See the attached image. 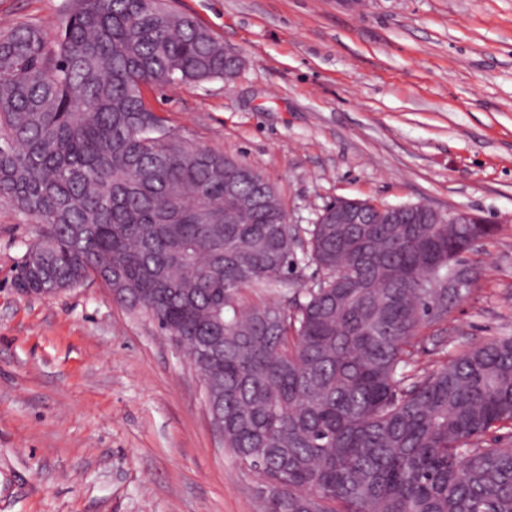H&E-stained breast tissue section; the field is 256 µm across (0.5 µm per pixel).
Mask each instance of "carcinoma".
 Returning <instances> with one entry per match:
<instances>
[{"instance_id":"carcinoma-1","label":"carcinoma","mask_w":512,"mask_h":512,"mask_svg":"<svg viewBox=\"0 0 512 512\" xmlns=\"http://www.w3.org/2000/svg\"><path fill=\"white\" fill-rule=\"evenodd\" d=\"M163 0H68L0 31V197L38 224L48 288L99 280L191 345L222 337L224 447L262 512H512V336L421 368L462 254L495 224L288 223L275 187L167 128L147 85L224 78ZM303 258L297 259V247ZM286 302L246 288L297 283Z\"/></svg>"}]
</instances>
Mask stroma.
Returning a JSON list of instances; mask_svg holds the SVG:
<instances>
[{
  "label": "stroma",
  "instance_id": "stroma-1",
  "mask_svg": "<svg viewBox=\"0 0 512 512\" xmlns=\"http://www.w3.org/2000/svg\"><path fill=\"white\" fill-rule=\"evenodd\" d=\"M66 0H0V28L58 24ZM242 66L156 85L176 133L247 163L290 224L339 198L469 210L498 227L467 253L449 354L512 334V0H171ZM33 220L0 199V512H258L197 372L96 281L13 285Z\"/></svg>",
  "mask_w": 512,
  "mask_h": 512
}]
</instances>
